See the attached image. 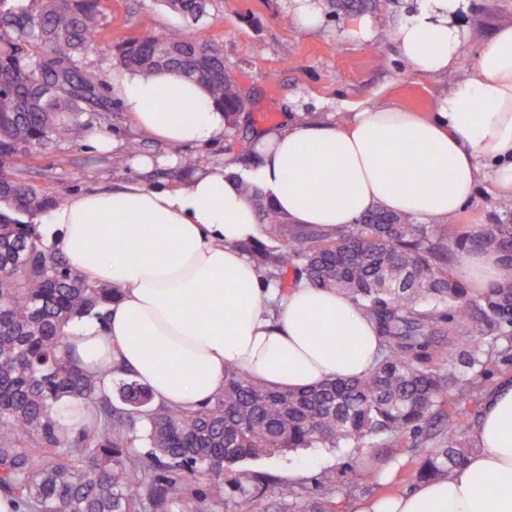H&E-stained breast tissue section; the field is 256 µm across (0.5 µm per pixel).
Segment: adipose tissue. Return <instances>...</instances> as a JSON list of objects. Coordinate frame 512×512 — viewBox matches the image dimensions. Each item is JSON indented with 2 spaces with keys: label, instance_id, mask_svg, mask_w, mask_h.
<instances>
[{
  "label": "adipose tissue",
  "instance_id": "obj_1",
  "mask_svg": "<svg viewBox=\"0 0 512 512\" xmlns=\"http://www.w3.org/2000/svg\"><path fill=\"white\" fill-rule=\"evenodd\" d=\"M470 0H406L389 34L420 76L448 77L422 115L395 102L346 123L291 119L263 132L249 179L295 224L340 228L384 210L447 223L483 182L512 197V21L471 54ZM112 94L137 130L168 146L224 137V114L173 74H123ZM211 165L178 189L129 183L80 191L42 223L44 242L87 279L117 288L106 323L78 319L69 342L90 369L122 365L156 403L192 410L218 394L224 369L298 388L375 366V323L344 296L300 284L276 296L238 245L262 239L256 208ZM457 274L483 292L501 281L493 254H467ZM476 449L448 479L354 512H512V383L484 398Z\"/></svg>",
  "mask_w": 512,
  "mask_h": 512
}]
</instances>
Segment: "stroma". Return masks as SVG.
I'll list each match as a JSON object with an SVG mask.
<instances>
[{"label":"stroma","instance_id":"obj_1","mask_svg":"<svg viewBox=\"0 0 512 512\" xmlns=\"http://www.w3.org/2000/svg\"><path fill=\"white\" fill-rule=\"evenodd\" d=\"M288 3L209 0L201 24L220 48L224 69L239 85L247 107L239 118L240 138L228 136L210 146L187 148L197 165L219 163L230 154L248 159L255 133L277 125L287 114L336 119L351 116L360 104L387 100L427 113L446 89L444 80L409 72L388 38L376 37L369 46L351 40L347 29L354 14L336 9L331 0H323L326 20L315 31L284 23ZM503 20H512V0H472V12L464 19L478 30L472 52L489 42L496 24ZM102 23L116 41L192 25L191 19L171 11L162 0H110ZM141 143L142 155L158 158V165L139 167L122 148L109 154L92 151L82 139L26 160L24 176L68 194L93 188L112 190L131 179L148 186H182L186 176L181 167L160 162L161 157L173 154V147L146 137ZM503 217L512 223V199L495 196L484 183L455 221L475 228L498 223ZM428 450V445L409 435L398 448L373 439L263 456L248 460L246 466L297 484L307 495L331 500L334 512H353L358 499L381 497L389 490L396 494L413 490L416 483L411 472ZM351 467L376 470L380 487L349 488L346 472Z\"/></svg>","mask_w":512,"mask_h":512}]
</instances>
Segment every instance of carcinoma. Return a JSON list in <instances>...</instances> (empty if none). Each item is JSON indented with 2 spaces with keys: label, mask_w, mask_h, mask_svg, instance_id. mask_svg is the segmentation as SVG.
<instances>
[{
  "label": "carcinoma",
  "mask_w": 512,
  "mask_h": 512,
  "mask_svg": "<svg viewBox=\"0 0 512 512\" xmlns=\"http://www.w3.org/2000/svg\"><path fill=\"white\" fill-rule=\"evenodd\" d=\"M106 0H0V497L21 512H211L223 506L195 479H224L248 497L272 484L281 512H330L318 497L241 466L301 448H337L408 434L435 440L414 472L419 482L446 479L473 451L453 425L440 437L428 417L448 399L476 398L479 373L499 347L512 348V224L473 230L448 218L419 224L373 212L335 231L293 224L252 183L240 182L265 224V240L246 242L267 284L286 280L346 293L377 326L384 344L376 367L356 379L303 389L250 380L228 367L224 389L190 411L153 404L120 366L117 387L82 366L65 327L82 316L105 319L118 289L89 282L62 252L44 246L36 225L19 219L66 202L58 190L23 177L24 161L61 142L75 143L112 114L102 68L87 61L101 36ZM199 21L207 0H164ZM135 74L173 71L201 85L237 125L247 100L224 75V57L199 26L124 39L115 46ZM473 248L492 251L501 284L472 295L449 268ZM481 339L457 343L459 328ZM455 349V372L430 366L443 344ZM74 404L77 425L60 423L58 405ZM353 487L375 486L377 473L352 469Z\"/></svg>",
  "instance_id": "1"
}]
</instances>
